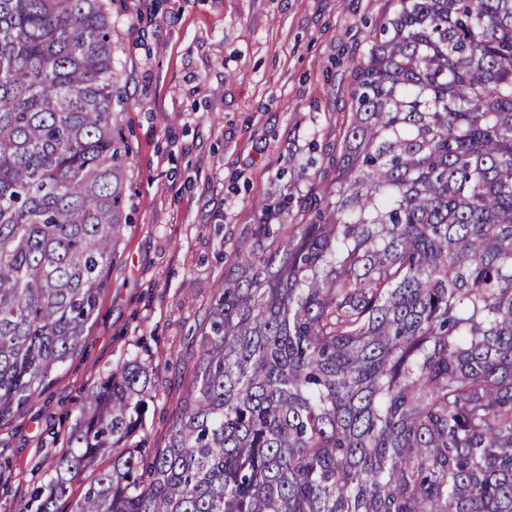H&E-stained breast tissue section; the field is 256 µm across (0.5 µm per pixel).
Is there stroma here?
Segmentation results:
<instances>
[{
  "mask_svg": "<svg viewBox=\"0 0 512 512\" xmlns=\"http://www.w3.org/2000/svg\"><path fill=\"white\" fill-rule=\"evenodd\" d=\"M390 0H114V80L127 101L128 225L93 325L56 383L0 423V512H35L83 399L130 356L163 368L145 435L182 395L178 357L256 223L257 193L330 178L352 67Z\"/></svg>",
  "mask_w": 512,
  "mask_h": 512,
  "instance_id": "obj_1",
  "label": "stroma"
}]
</instances>
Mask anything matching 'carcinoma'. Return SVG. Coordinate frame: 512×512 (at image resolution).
I'll list each match as a JSON object with an SVG mask.
<instances>
[{
  "label": "carcinoma",
  "instance_id": "obj_1",
  "mask_svg": "<svg viewBox=\"0 0 512 512\" xmlns=\"http://www.w3.org/2000/svg\"><path fill=\"white\" fill-rule=\"evenodd\" d=\"M332 178L228 255L168 428L87 394L37 512H512V0H391ZM106 0H0V422L77 353L123 201Z\"/></svg>",
  "mask_w": 512,
  "mask_h": 512
}]
</instances>
